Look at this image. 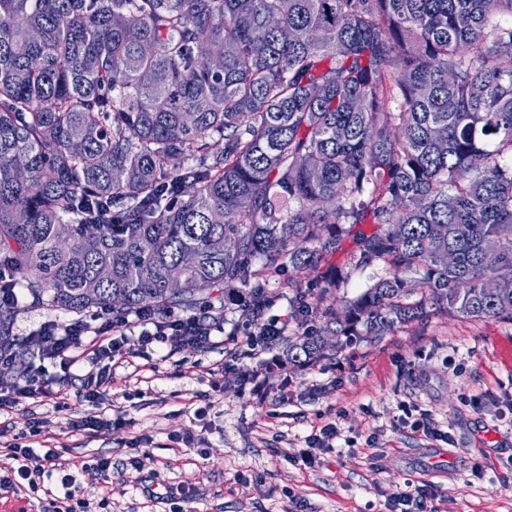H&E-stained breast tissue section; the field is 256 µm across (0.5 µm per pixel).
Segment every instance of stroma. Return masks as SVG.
Instances as JSON below:
<instances>
[{"mask_svg": "<svg viewBox=\"0 0 512 512\" xmlns=\"http://www.w3.org/2000/svg\"><path fill=\"white\" fill-rule=\"evenodd\" d=\"M348 227L339 250L301 274L311 304L324 276L343 269L341 291L353 296L385 273L348 264L356 236ZM281 345L228 342L192 346L167 356L159 349L116 364L98 405L83 398L80 369L64 381L66 410L53 399L30 400L0 413V468L6 447L43 423L35 446L59 449L79 466L111 458L108 480L80 478L78 496L91 512H388L406 482L436 486V512H512V322L435 315L379 336H356L304 369L286 367L288 386L258 394L240 372L281 357ZM108 414L119 425L75 431V418ZM423 419L440 430L428 438L406 427ZM338 434L319 466L294 459L309 435L326 425ZM149 436L144 468L128 463ZM194 452H186V443ZM192 488L191 499L179 494ZM44 491L0 495V512H56L55 479Z\"/></svg>", "mask_w": 512, "mask_h": 512, "instance_id": "35a3bbf8", "label": "stroma"}]
</instances>
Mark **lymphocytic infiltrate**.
<instances>
[{"instance_id":"obj_1","label":"lymphocytic infiltrate","mask_w":512,"mask_h":512,"mask_svg":"<svg viewBox=\"0 0 512 512\" xmlns=\"http://www.w3.org/2000/svg\"><path fill=\"white\" fill-rule=\"evenodd\" d=\"M224 332L222 321L203 314L178 315L172 312L136 311L126 314H103L98 324L85 321L64 322L48 319L26 333L32 359L22 362L13 352L0 350V368L14 370L12 383L0 386V412L20 401L55 397L57 377L49 375L48 366L70 373L84 366V398L95 404L109 383L112 362L123 363L148 348L162 346L176 352L192 345L210 349L219 345ZM12 461L6 475H0V491L18 490L28 484L37 490L39 477L57 475L64 500H72L77 488V474L62 468L60 453L54 448H33L20 442L9 444Z\"/></svg>"}]
</instances>
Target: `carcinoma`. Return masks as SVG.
Segmentation results:
<instances>
[{
	"label": "carcinoma",
	"mask_w": 512,
	"mask_h": 512,
	"mask_svg": "<svg viewBox=\"0 0 512 512\" xmlns=\"http://www.w3.org/2000/svg\"><path fill=\"white\" fill-rule=\"evenodd\" d=\"M502 13L512 0H0V266L34 306L237 302L257 320L269 274L315 270L371 223L354 264L389 275L316 307L294 289L288 363L436 314L512 322Z\"/></svg>",
	"instance_id": "1"
}]
</instances>
